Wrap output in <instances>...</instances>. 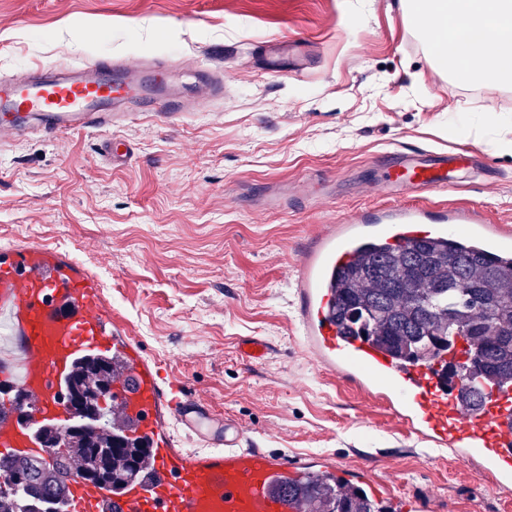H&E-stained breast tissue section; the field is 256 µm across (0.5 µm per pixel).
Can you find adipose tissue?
Returning a JSON list of instances; mask_svg holds the SVG:
<instances>
[{
    "label": "adipose tissue",
    "mask_w": 512,
    "mask_h": 512,
    "mask_svg": "<svg viewBox=\"0 0 512 512\" xmlns=\"http://www.w3.org/2000/svg\"><path fill=\"white\" fill-rule=\"evenodd\" d=\"M424 41L448 44L437 63L465 83H512V0H405ZM469 18L461 28L457 18Z\"/></svg>",
    "instance_id": "adipose-tissue-1"
}]
</instances>
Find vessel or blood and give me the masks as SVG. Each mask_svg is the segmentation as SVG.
Segmentation results:
<instances>
[{
	"mask_svg": "<svg viewBox=\"0 0 512 512\" xmlns=\"http://www.w3.org/2000/svg\"><path fill=\"white\" fill-rule=\"evenodd\" d=\"M137 65L92 60L59 73L29 68L0 81V140L19 136L11 112L34 117L39 132L58 137L81 130L107 129L121 103L138 96L132 76ZM146 112L172 114L183 102L167 95L139 97ZM469 158L463 153L394 152L382 185L396 204L349 215L315 234L301 256L295 279L299 329L316 360L351 381L352 371L382 389L402 424L436 446L453 449L459 459L479 461L500 482H512V388L492 387L479 408L466 407L461 377L445 366L456 351L413 362L361 336H348L332 319V276L348 263L356 239L382 244L447 236L466 228L465 242L500 261L512 259V231L488 223L469 207L406 203V196L444 191L457 183ZM0 335L8 337L0 357V454L53 462L42 440L52 426L66 431L73 414L68 382L84 356L119 358L122 376L109 393L119 412L148 448V474L111 489L79 474L66 482L62 512H299L288 488L318 470L384 498L400 512H425L417 501L391 495L366 468L337 466L318 455L287 461L268 449L242 447L237 423L196 407L183 385L165 378L147 359L139 342L112 315L99 279L66 254L38 244L0 248ZM203 442L207 450L179 448L172 424Z\"/></svg>",
	"mask_w": 512,
	"mask_h": 512,
	"instance_id": "b4317fda",
	"label": "vessel or blood"
}]
</instances>
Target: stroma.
I'll list each match as a JSON object with an SVG mask.
<instances>
[{"label": "stroma", "mask_w": 512, "mask_h": 512, "mask_svg": "<svg viewBox=\"0 0 512 512\" xmlns=\"http://www.w3.org/2000/svg\"><path fill=\"white\" fill-rule=\"evenodd\" d=\"M112 57L162 67L194 97L156 116L130 103L109 131L0 144V246L35 240L104 285L146 357L182 379L245 447L371 466L429 512H512V484L407 435L383 402L336 379L294 324L302 245L383 207L396 151H472L477 174L414 202L457 200L512 225V86L439 72L400 0H0V79ZM133 154L112 164L107 138ZM245 336L271 346L246 363Z\"/></svg>", "instance_id": "1"}]
</instances>
